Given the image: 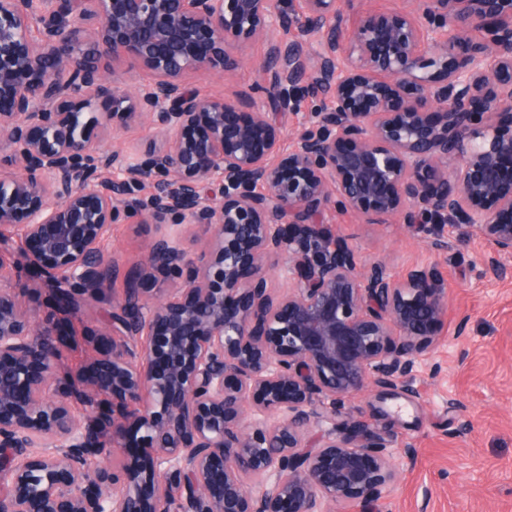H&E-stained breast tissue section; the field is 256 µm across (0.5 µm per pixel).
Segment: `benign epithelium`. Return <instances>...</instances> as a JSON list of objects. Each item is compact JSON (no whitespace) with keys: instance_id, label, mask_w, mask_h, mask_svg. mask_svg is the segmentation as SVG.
I'll return each mask as SVG.
<instances>
[{"instance_id":"benign-epithelium-1","label":"benign epithelium","mask_w":512,"mask_h":512,"mask_svg":"<svg viewBox=\"0 0 512 512\" xmlns=\"http://www.w3.org/2000/svg\"><path fill=\"white\" fill-rule=\"evenodd\" d=\"M337 2L302 0L290 40L278 0H0V153L14 169L0 229L45 286L89 293L116 273L103 243L119 217L166 224L145 269L176 280L112 300L105 372L84 390L0 257V512H326L386 497L396 470L371 422L309 434L353 394L406 390L448 290L429 265L391 281L329 224L338 209L402 213L438 247L465 224L487 242V273L507 270L512 0H420L365 15L347 40ZM260 35L252 90L227 102L186 87L191 71L237 69ZM105 53L151 81L124 89L100 71ZM269 104L308 109L282 159ZM144 118L165 144L104 152L89 136ZM197 224L212 235L194 259ZM272 255L286 258L281 298L267 293ZM108 398L138 407L112 414ZM101 420L135 428L149 464L126 463Z\"/></svg>"}]
</instances>
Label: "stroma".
<instances>
[{
  "label": "stroma",
  "instance_id": "obj_1",
  "mask_svg": "<svg viewBox=\"0 0 512 512\" xmlns=\"http://www.w3.org/2000/svg\"><path fill=\"white\" fill-rule=\"evenodd\" d=\"M417 8V0H341L340 25L348 35L365 14ZM266 54L265 41H252L235 71L193 73L187 81L205 96L237 95L261 81L255 63ZM156 139L154 127L141 122L93 133L95 144L107 151ZM333 228L360 258L381 261L388 278L400 281L413 267L433 264L448 286L442 331L417 362L410 393L381 403L365 391L345 402L350 419L378 425L398 469L377 512H512V275L485 278L486 244L464 224L449 235L445 257L431 249L425 230L404 224L398 215L372 224L343 210L335 213ZM167 230L164 224L113 225L103 250L118 260V271L104 292L78 311L63 310L58 296L41 287L39 270L17 273L13 286L19 303L53 318L62 361L74 377L88 379L101 356L113 298L132 286L147 298L171 287L163 273L141 272L147 243ZM409 448L414 456H406Z\"/></svg>",
  "mask_w": 512,
  "mask_h": 512
}]
</instances>
